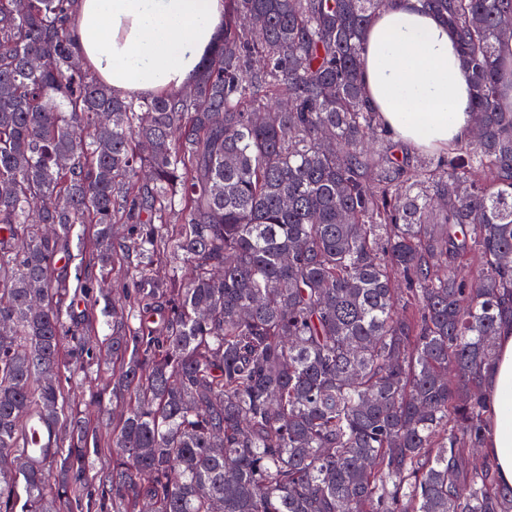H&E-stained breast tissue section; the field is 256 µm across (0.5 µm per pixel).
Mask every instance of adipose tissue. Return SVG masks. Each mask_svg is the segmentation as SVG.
<instances>
[{"label": "adipose tissue", "instance_id": "adipose-tissue-1", "mask_svg": "<svg viewBox=\"0 0 512 512\" xmlns=\"http://www.w3.org/2000/svg\"><path fill=\"white\" fill-rule=\"evenodd\" d=\"M223 28L224 0H77L70 33L75 54L125 98L183 89ZM361 79L384 127L407 147L444 152L469 137L468 73L453 34L419 0H401L371 22ZM496 343L484 453L512 485V326L500 329Z\"/></svg>", "mask_w": 512, "mask_h": 512}]
</instances>
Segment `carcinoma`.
<instances>
[{
	"instance_id": "cac0c4a2",
	"label": "carcinoma",
	"mask_w": 512,
	"mask_h": 512,
	"mask_svg": "<svg viewBox=\"0 0 512 512\" xmlns=\"http://www.w3.org/2000/svg\"><path fill=\"white\" fill-rule=\"evenodd\" d=\"M397 2L224 0L194 83L126 100L73 68L74 0H0V512H512L474 458L512 324V0H420L472 87L437 160L361 83Z\"/></svg>"
}]
</instances>
